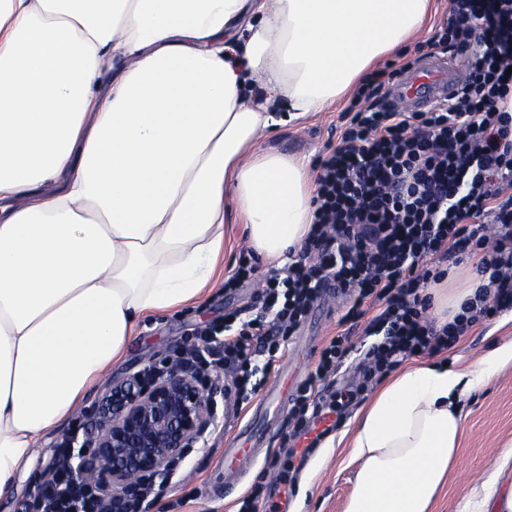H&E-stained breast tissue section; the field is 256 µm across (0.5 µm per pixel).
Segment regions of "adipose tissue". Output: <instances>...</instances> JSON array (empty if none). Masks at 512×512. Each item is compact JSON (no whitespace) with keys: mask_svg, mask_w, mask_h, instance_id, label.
Instances as JSON below:
<instances>
[{"mask_svg":"<svg viewBox=\"0 0 512 512\" xmlns=\"http://www.w3.org/2000/svg\"><path fill=\"white\" fill-rule=\"evenodd\" d=\"M432 0H0V497L140 322L202 303L243 225L265 262L313 224L305 158L263 134L336 105ZM130 57L108 87V55ZM512 364L405 366L348 431L346 512H431L462 398Z\"/></svg>","mask_w":512,"mask_h":512,"instance_id":"adipose-tissue-1","label":"adipose tissue"}]
</instances>
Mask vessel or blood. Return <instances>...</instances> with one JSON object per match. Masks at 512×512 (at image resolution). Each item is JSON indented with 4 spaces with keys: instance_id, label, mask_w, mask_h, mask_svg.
<instances>
[{
    "instance_id": "vessel-or-blood-1",
    "label": "vessel or blood",
    "mask_w": 512,
    "mask_h": 512,
    "mask_svg": "<svg viewBox=\"0 0 512 512\" xmlns=\"http://www.w3.org/2000/svg\"><path fill=\"white\" fill-rule=\"evenodd\" d=\"M460 72V66L447 57H433L395 85L389 98L395 104L410 110H427L453 96L460 84ZM263 435V430L257 428L240 431L235 437V447L225 452V468H233L249 458L253 448L262 442Z\"/></svg>"
}]
</instances>
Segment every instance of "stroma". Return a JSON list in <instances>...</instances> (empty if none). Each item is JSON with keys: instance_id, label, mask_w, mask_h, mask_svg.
I'll return each mask as SVG.
<instances>
[{"instance_id": "obj_1", "label": "stroma", "mask_w": 512, "mask_h": 512, "mask_svg": "<svg viewBox=\"0 0 512 512\" xmlns=\"http://www.w3.org/2000/svg\"><path fill=\"white\" fill-rule=\"evenodd\" d=\"M344 109L340 102L330 111L281 127L268 135L262 145L318 164L337 144L336 127ZM252 293L249 285L229 293L219 284L203 304L144 320L121 361L87 393L75 419L66 420L43 437L11 494L0 499V512H20L21 503L29 500L31 489L41 480L57 445L71 434L76 421H91L93 410L110 386L190 344L206 324L223 321L225 312L248 307ZM345 305L344 296L323 293L298 332L280 351L276 369L287 370L293 384H300L307 377L315 355L335 335ZM496 325L493 319L481 321L454 346L441 351L440 359L449 361L457 356L465 363L478 361L493 348ZM259 401V396H249L243 409L225 419L215 418L204 440L188 449L177 463L175 470L183 475V482L155 485L141 502L140 512H240L246 503L253 512H344L354 489L357 463L350 461L344 448L305 447L303 435L293 434V423L284 413L273 419L256 461L242 465L239 480L232 487H225L220 467L224 450L238 428L252 417ZM461 409L465 431L459 456L433 512H457L459 505L493 476L498 483L490 512H503L504 498L512 493V460L503 459L506 445L512 443V365L466 397ZM302 447L308 450L305 464L298 469L289 468L294 450Z\"/></svg>"}]
</instances>
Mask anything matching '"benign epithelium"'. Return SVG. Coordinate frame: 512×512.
Masks as SVG:
<instances>
[{
	"mask_svg": "<svg viewBox=\"0 0 512 512\" xmlns=\"http://www.w3.org/2000/svg\"><path fill=\"white\" fill-rule=\"evenodd\" d=\"M214 416L215 402L190 371L172 370L147 383L136 373L102 398L92 436L65 461L68 476L94 494L101 512H120L125 496L142 479L167 473Z\"/></svg>",
	"mask_w": 512,
	"mask_h": 512,
	"instance_id": "1",
	"label": "benign epithelium"
}]
</instances>
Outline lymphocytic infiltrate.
<instances>
[{
    "label": "lymphocytic infiltrate",
    "mask_w": 512,
    "mask_h": 512,
    "mask_svg": "<svg viewBox=\"0 0 512 512\" xmlns=\"http://www.w3.org/2000/svg\"><path fill=\"white\" fill-rule=\"evenodd\" d=\"M425 46L464 56L468 78L455 96L406 112L384 100L395 69L366 75L343 114L338 144L316 167L317 208L298 258L261 275L241 250L224 287L254 285L250 319L221 342V324H208L198 343L160 361L158 370L186 367L210 391L242 404L257 357L275 359L329 281L350 299L341 324L364 326L375 339L363 357L366 386L512 309V0H449ZM465 259L474 260L484 284L451 322L436 325L422 290L442 279L438 263ZM368 300L379 305L370 319ZM347 341L340 334L320 350L296 390L293 419L341 425L356 389L327 400L312 392L335 376ZM216 365L223 378L212 377Z\"/></svg>",
    "instance_id": "obj_1"
}]
</instances>
